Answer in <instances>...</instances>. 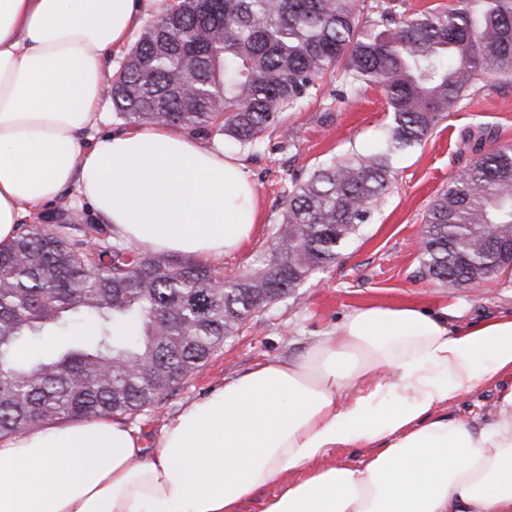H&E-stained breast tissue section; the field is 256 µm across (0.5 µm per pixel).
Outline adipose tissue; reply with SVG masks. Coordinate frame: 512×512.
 <instances>
[{
	"label": "adipose tissue",
	"mask_w": 512,
	"mask_h": 512,
	"mask_svg": "<svg viewBox=\"0 0 512 512\" xmlns=\"http://www.w3.org/2000/svg\"><path fill=\"white\" fill-rule=\"evenodd\" d=\"M139 0H0V242L67 189L145 252L207 261L257 224L238 158L167 126L93 142L112 52ZM500 379L489 417L443 405ZM369 448L322 464L332 448ZM304 468L302 477L279 476ZM512 512V314L460 326L414 305L352 310L294 359L189 404L152 457L109 418L0 438V512Z\"/></svg>",
	"instance_id": "1"
}]
</instances>
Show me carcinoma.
<instances>
[{"instance_id": "obj_1", "label": "carcinoma", "mask_w": 512, "mask_h": 512, "mask_svg": "<svg viewBox=\"0 0 512 512\" xmlns=\"http://www.w3.org/2000/svg\"><path fill=\"white\" fill-rule=\"evenodd\" d=\"M400 0H175L140 31L112 75L115 117L216 132L252 146L326 75L374 86L390 122L371 152L351 151L293 184L282 254L221 288L219 271L143 255L79 224H22L0 243V436L56 420L133 414L161 402L257 308L299 297L333 265L419 145L482 78L512 77V0H459L406 18ZM512 147L476 157L424 217L426 276L461 288L508 268ZM52 339L49 350L40 343Z\"/></svg>"}]
</instances>
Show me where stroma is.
I'll return each mask as SVG.
<instances>
[{
    "label": "stroma",
    "mask_w": 512,
    "mask_h": 512,
    "mask_svg": "<svg viewBox=\"0 0 512 512\" xmlns=\"http://www.w3.org/2000/svg\"><path fill=\"white\" fill-rule=\"evenodd\" d=\"M340 90L339 78H328L319 99L303 111L281 113L248 148L233 147L214 133L198 136L202 147L234 152L256 194L259 229L242 251L213 260L221 273L246 275L269 258L294 183L326 160L375 149L389 122L383 94L372 86L345 96ZM507 144L512 145V80H499L493 88L475 84L461 110L449 113L421 145L397 158L391 189L334 266L307 281L297 300L253 316L161 403L121 416V423L137 432L144 453H152L163 427L185 406L259 360L304 354L353 309L417 305L438 312L451 306L465 323L511 312V274L499 273L466 288H442L424 274L419 250L423 218L438 191L478 155ZM500 387L499 379H485L444 412L465 420L485 414Z\"/></svg>",
    "instance_id": "stroma-1"
}]
</instances>
